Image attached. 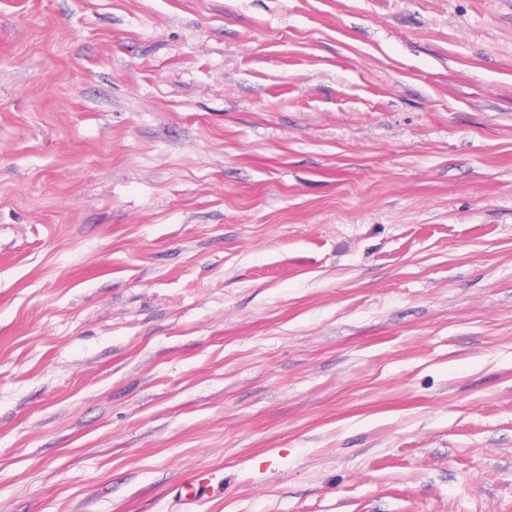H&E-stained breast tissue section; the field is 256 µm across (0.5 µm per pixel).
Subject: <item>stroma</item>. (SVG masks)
Listing matches in <instances>:
<instances>
[{
	"mask_svg": "<svg viewBox=\"0 0 512 512\" xmlns=\"http://www.w3.org/2000/svg\"><path fill=\"white\" fill-rule=\"evenodd\" d=\"M0 512H512V0H0Z\"/></svg>",
	"mask_w": 512,
	"mask_h": 512,
	"instance_id": "stroma-1",
	"label": "stroma"
}]
</instances>
